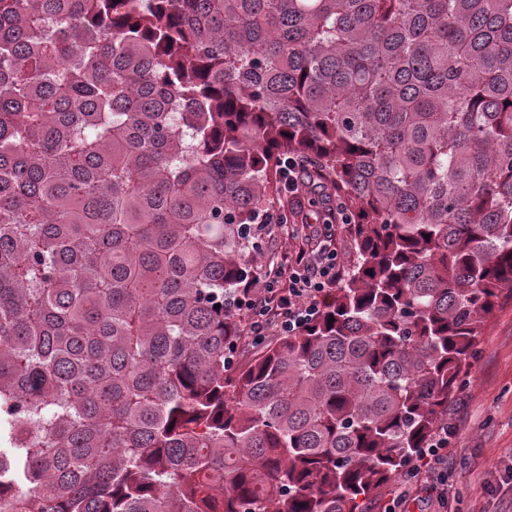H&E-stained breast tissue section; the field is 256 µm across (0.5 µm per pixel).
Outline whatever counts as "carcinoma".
<instances>
[{
    "mask_svg": "<svg viewBox=\"0 0 512 512\" xmlns=\"http://www.w3.org/2000/svg\"><path fill=\"white\" fill-rule=\"evenodd\" d=\"M295 155L351 259L239 367ZM508 298L512 0H0V512H364Z\"/></svg>",
    "mask_w": 512,
    "mask_h": 512,
    "instance_id": "cac0c4a2",
    "label": "carcinoma"
}]
</instances>
